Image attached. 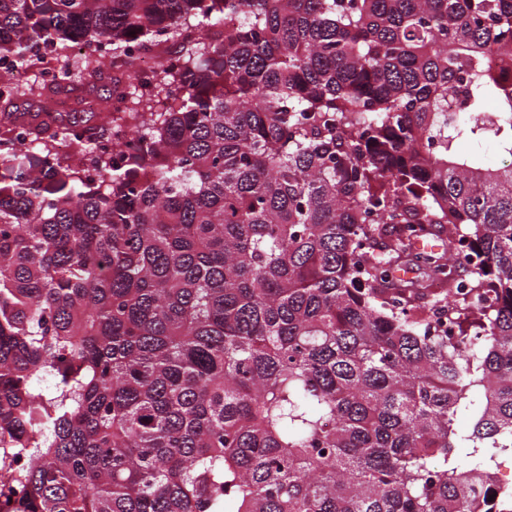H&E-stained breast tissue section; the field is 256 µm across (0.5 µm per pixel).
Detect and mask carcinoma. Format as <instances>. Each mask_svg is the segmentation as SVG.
<instances>
[{"label": "carcinoma", "mask_w": 512, "mask_h": 512, "mask_svg": "<svg viewBox=\"0 0 512 512\" xmlns=\"http://www.w3.org/2000/svg\"><path fill=\"white\" fill-rule=\"evenodd\" d=\"M158 45L0 77V512H512V0H0L15 70ZM109 88L110 80L109 78L104 77L95 84L94 88L91 87L86 89V91L83 93H70L68 91H61L60 93L51 95L49 98L34 100V102H32L33 105L31 111L36 112L39 107H42L46 102L51 101L53 102V108L59 112H89L90 110L82 111L74 107V104L77 102V100L80 99H91L95 101L97 107L100 101L104 102V98L108 95L107 89Z\"/></svg>", "instance_id": "1"}]
</instances>
